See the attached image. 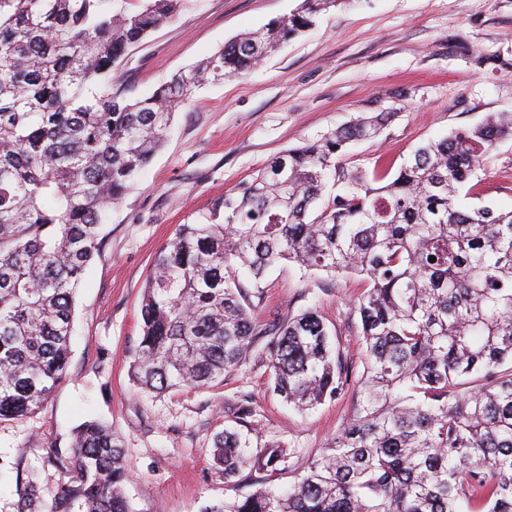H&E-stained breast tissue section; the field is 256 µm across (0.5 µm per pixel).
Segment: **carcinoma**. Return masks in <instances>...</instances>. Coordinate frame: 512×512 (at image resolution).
<instances>
[{
    "label": "carcinoma",
    "instance_id": "cac0c4a2",
    "mask_svg": "<svg viewBox=\"0 0 512 512\" xmlns=\"http://www.w3.org/2000/svg\"><path fill=\"white\" fill-rule=\"evenodd\" d=\"M0 0V420L34 413L65 377L74 298L102 226L162 146L196 89L258 65L337 0L224 44L151 94L112 92L127 50L182 0ZM388 117L360 116L273 157L206 220L181 224L144 285L133 375L162 394L203 388L246 366L299 411L360 388L355 414L288 490L261 488L204 512H512V210H465L461 190L512 115L417 146L398 170L349 165ZM293 261L367 282L358 298L364 368L352 380L309 308L265 322L269 268ZM288 448L213 440L229 483L281 473ZM120 440L76 429L50 503L30 483L20 512H135Z\"/></svg>",
    "mask_w": 512,
    "mask_h": 512
}]
</instances>
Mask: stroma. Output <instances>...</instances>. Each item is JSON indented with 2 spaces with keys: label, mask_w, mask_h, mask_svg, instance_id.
Masks as SVG:
<instances>
[{
  "label": "stroma",
  "mask_w": 512,
  "mask_h": 512,
  "mask_svg": "<svg viewBox=\"0 0 512 512\" xmlns=\"http://www.w3.org/2000/svg\"><path fill=\"white\" fill-rule=\"evenodd\" d=\"M299 3L185 0L177 16L128 50L112 89L147 95ZM381 112L386 127L376 140L351 145L352 164L370 168L382 154L400 164L421 142L512 113V0H345L254 70L198 89L102 228L103 249L75 297L67 376L36 414L0 422V512H19L32 478L44 500L57 495L56 463L91 418L122 440L135 512H204L257 490L240 476L225 483L215 469L213 438L225 430L255 447L285 444L288 467L272 488L305 473L352 417L355 391L301 414L273 393L266 368L246 367L205 388L146 394L131 377L143 285L178 225L202 221L219 197L277 154ZM476 178L480 192L461 196L463 206L512 209V139L489 150ZM263 286V319L318 310L333 345L362 372L358 278L285 262L267 271ZM244 394L255 409L246 423L238 418Z\"/></svg>",
  "instance_id": "1"
}]
</instances>
